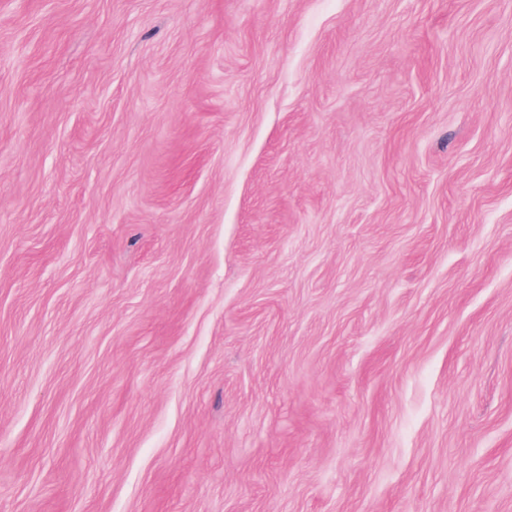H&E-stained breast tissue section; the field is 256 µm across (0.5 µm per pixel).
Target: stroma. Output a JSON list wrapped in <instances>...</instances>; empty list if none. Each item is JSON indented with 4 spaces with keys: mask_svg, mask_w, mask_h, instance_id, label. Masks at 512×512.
<instances>
[{
    "mask_svg": "<svg viewBox=\"0 0 512 512\" xmlns=\"http://www.w3.org/2000/svg\"><path fill=\"white\" fill-rule=\"evenodd\" d=\"M0 512H512V0H0Z\"/></svg>",
    "mask_w": 512,
    "mask_h": 512,
    "instance_id": "35a3bbf8",
    "label": "stroma"
}]
</instances>
